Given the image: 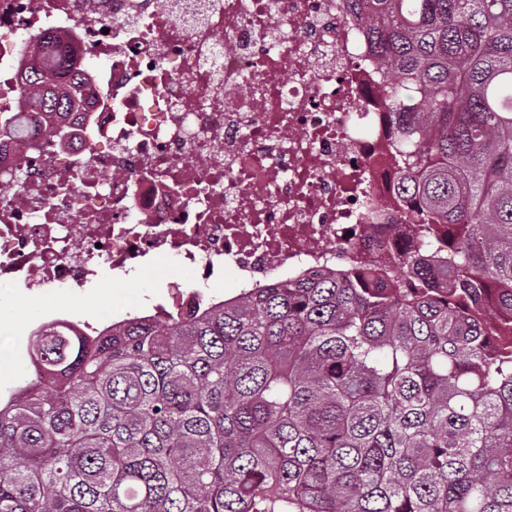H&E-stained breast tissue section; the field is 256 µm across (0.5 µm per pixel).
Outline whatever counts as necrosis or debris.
Returning <instances> with one entry per match:
<instances>
[{
	"label": "necrosis or debris",
	"mask_w": 512,
	"mask_h": 512,
	"mask_svg": "<svg viewBox=\"0 0 512 512\" xmlns=\"http://www.w3.org/2000/svg\"><path fill=\"white\" fill-rule=\"evenodd\" d=\"M103 60L93 97L43 112L27 50ZM342 0H0V284L52 293L159 263L169 306L414 248L392 190L399 116Z\"/></svg>",
	"instance_id": "4bbe7bcc"
}]
</instances>
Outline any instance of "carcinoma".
I'll return each mask as SVG.
<instances>
[{
	"instance_id": "obj_1",
	"label": "carcinoma",
	"mask_w": 512,
	"mask_h": 512,
	"mask_svg": "<svg viewBox=\"0 0 512 512\" xmlns=\"http://www.w3.org/2000/svg\"><path fill=\"white\" fill-rule=\"evenodd\" d=\"M418 253L31 333L0 512H512V0H370ZM74 49L22 95L53 112Z\"/></svg>"
}]
</instances>
